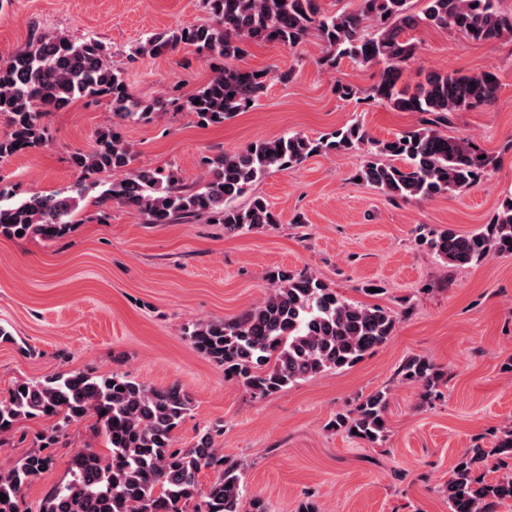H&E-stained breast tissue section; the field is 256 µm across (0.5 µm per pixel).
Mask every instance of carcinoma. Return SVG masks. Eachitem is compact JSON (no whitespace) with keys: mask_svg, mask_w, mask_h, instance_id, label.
I'll list each match as a JSON object with an SVG mask.
<instances>
[{"mask_svg":"<svg viewBox=\"0 0 512 512\" xmlns=\"http://www.w3.org/2000/svg\"><path fill=\"white\" fill-rule=\"evenodd\" d=\"M352 10L322 12L319 0H204L211 22L156 33L133 50L160 55L180 45L192 46L213 65L211 81L188 98L184 107L202 124H220L250 108L265 89L254 72L229 64L247 42H276L296 48L313 32L325 44L323 64L334 68L347 58L362 67L380 66L365 98L400 112L421 115L422 127L390 140L370 137L356 120L327 137L300 133L252 143L240 152L206 161L207 182L196 191L176 186L162 168L132 166L134 155L117 129L96 133L90 149L74 150L71 160L82 179L67 191L34 194L0 204V233L53 241L75 223L86 180L120 172L122 180L101 195L115 198L144 224H169L203 217L229 233L279 223L267 200L235 201L272 170L286 171L322 152L366 148L369 159L356 173L360 181L393 200H425L467 188L480 179L493 159L464 137H448L438 127L448 115L490 105L498 81L491 71L462 75L432 73L410 94L399 87L402 71L417 44L402 38L407 29L426 25L457 32L474 42L512 40V11L500 0H423L421 13L412 0H356ZM0 118L9 132L0 138V163L45 143L43 118L78 99L105 98L121 120L148 119L156 105L144 106L122 72L112 67L102 41H75L62 32H40L7 58H0ZM199 104H194V101ZM421 246L447 264L477 265L490 254L512 255V200L502 204L490 223L468 234L452 226L423 227ZM263 300L228 320L198 323L189 333L193 348L256 397L328 370L348 369L393 335L396 317L377 304L352 301L312 274L277 269ZM402 379L420 386L422 397L437 398L441 373L427 357L412 356L400 368ZM389 393L375 390L331 421L336 430L369 444L387 433ZM192 408L177 383L154 387L126 376L71 372L16 385L0 401V434L22 418L53 421L40 447L8 472H0V512H28L21 491L53 464L46 449L59 433L88 414L105 437L110 456L87 448L73 456L68 479L44 498L42 512H242V465L224 460L215 435L205 430L190 448L172 447V432ZM512 465V429L495 436L492 446L468 449L454 463L443 491L448 512H497L512 502V475L486 479L490 469ZM220 468L207 487L197 476Z\"/></svg>","mask_w":512,"mask_h":512,"instance_id":"1","label":"carcinoma"}]
</instances>
